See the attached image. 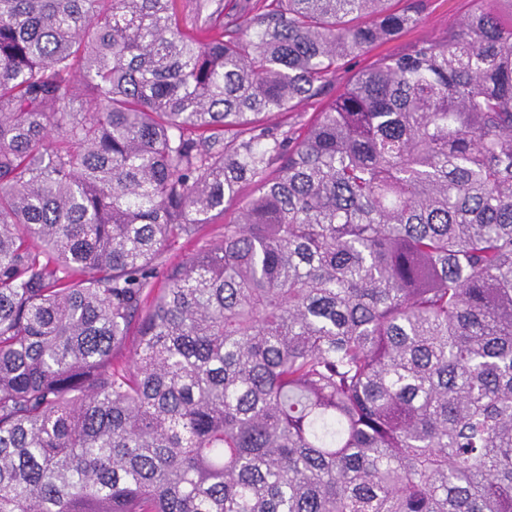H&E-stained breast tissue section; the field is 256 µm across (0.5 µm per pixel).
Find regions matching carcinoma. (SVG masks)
Segmentation results:
<instances>
[{"label": "carcinoma", "mask_w": 512, "mask_h": 512, "mask_svg": "<svg viewBox=\"0 0 512 512\" xmlns=\"http://www.w3.org/2000/svg\"><path fill=\"white\" fill-rule=\"evenodd\" d=\"M387 2L0 0V512H512V0L288 122ZM237 219H239V205H234L228 208L224 212V216L216 219L213 224H205L204 228L195 237L179 238L172 246L165 248L157 259L164 273L161 272L154 282L153 288H155V292L157 293L162 288L167 287L166 270L170 271L173 267L185 263L205 244L220 240L224 223L233 222Z\"/></svg>", "instance_id": "1"}]
</instances>
